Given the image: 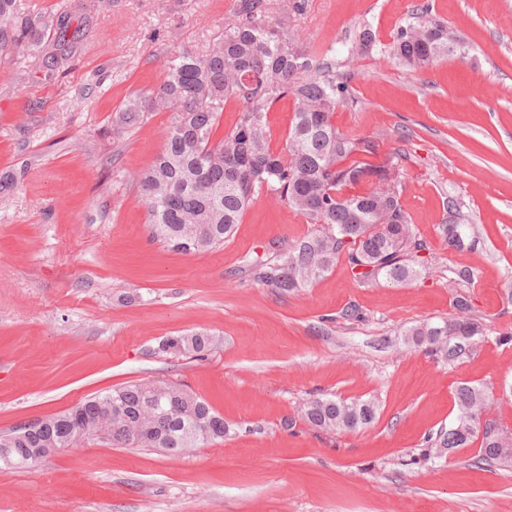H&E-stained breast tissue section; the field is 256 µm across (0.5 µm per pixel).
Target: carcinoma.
Here are the masks:
<instances>
[{"label":"carcinoma","mask_w":512,"mask_h":512,"mask_svg":"<svg viewBox=\"0 0 512 512\" xmlns=\"http://www.w3.org/2000/svg\"><path fill=\"white\" fill-rule=\"evenodd\" d=\"M68 15L31 14L23 0H0V53L27 55L41 44L46 30H68ZM295 34L266 24L264 0H241L224 39L206 54L182 48L171 53L165 77L154 91L134 94L116 109L115 126L131 129L158 110L171 112L164 149L136 178L150 216L152 237L179 253L214 250L236 233L254 196L265 190L288 203L313 226L308 234L269 247L265 258L250 261L249 277L279 294L312 287L339 262L360 286L385 280L408 285L426 274V242L401 204L398 151L379 165V141L372 136L341 132L333 123L336 107L352 99L350 74L336 78V61L319 58L295 46ZM370 29L358 36L355 55L372 51ZM73 44L58 42L42 50L51 67L67 60ZM465 52V40L429 17V5L416 10V20L399 29L389 54L409 69H425L442 58ZM294 99V115L284 147H270L266 114L279 100ZM232 101L242 103L234 127L213 140V131ZM441 234L448 247L461 250L474 227L465 223L457 200L446 201ZM475 279L467 267L450 269L448 288L455 313L408 328L403 343L421 346L436 359L455 365L469 358L488 339L491 329L473 313L469 288ZM206 332L166 336L153 353L202 359L213 349ZM454 423L424 440L423 457L437 448H467L483 433L476 462L512 461V430L495 418L483 419L490 398L483 386L462 382L456 389ZM160 414L165 433L140 431L143 408ZM377 407L369 399L320 395L303 403L301 417L323 432L357 431L370 426ZM112 415V444L122 448H200L222 440L230 431L202 396L164 379L136 381L95 395L70 410L45 418L58 431L65 419L90 423ZM46 438L20 439L0 435V447L16 449L15 457L0 456V466L32 465L27 449L44 448Z\"/></svg>","instance_id":"1"}]
</instances>
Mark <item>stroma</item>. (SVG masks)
Wrapping results in <instances>:
<instances>
[{
  "label": "stroma",
  "mask_w": 512,
  "mask_h": 512,
  "mask_svg": "<svg viewBox=\"0 0 512 512\" xmlns=\"http://www.w3.org/2000/svg\"><path fill=\"white\" fill-rule=\"evenodd\" d=\"M270 0L298 45L349 61L353 103L336 126L401 151V201L428 243L429 271L409 285L364 288L344 264L282 295L254 283L249 260L311 226L260 193L235 237L184 255L151 236L132 180L163 150L170 115L112 126L125 98L157 89L172 51L205 54L239 0H25L68 13L76 41L47 75L40 52L0 54V433L62 413L129 382L166 379L206 398L233 429L174 456L82 442L21 468H0V512H512V463L477 464L476 446L421 456L449 426L463 381L484 386L512 428V345L484 342L450 366L403 331L453 314L448 269L476 279L475 310L512 331V0H429L465 56L424 70L384 55L420 0ZM371 54L348 59L363 29ZM455 198L478 227L448 248L439 226ZM356 305L360 320L340 319ZM206 331L203 359L153 354L162 337ZM370 399L375 421L326 434L297 417L311 396Z\"/></svg>",
  "instance_id": "35a3bbf8"
}]
</instances>
